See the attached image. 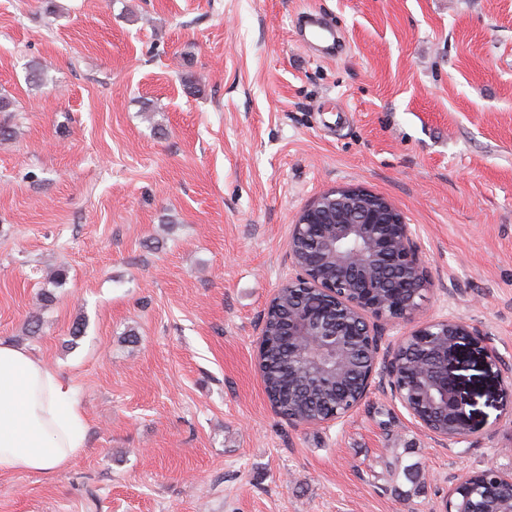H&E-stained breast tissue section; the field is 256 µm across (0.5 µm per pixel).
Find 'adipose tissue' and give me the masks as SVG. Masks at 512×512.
I'll list each match as a JSON object with an SVG mask.
<instances>
[{
  "label": "adipose tissue",
  "instance_id": "ef3b65f1",
  "mask_svg": "<svg viewBox=\"0 0 512 512\" xmlns=\"http://www.w3.org/2000/svg\"><path fill=\"white\" fill-rule=\"evenodd\" d=\"M85 445L70 383L27 350L0 342V474L52 473Z\"/></svg>",
  "mask_w": 512,
  "mask_h": 512
}]
</instances>
